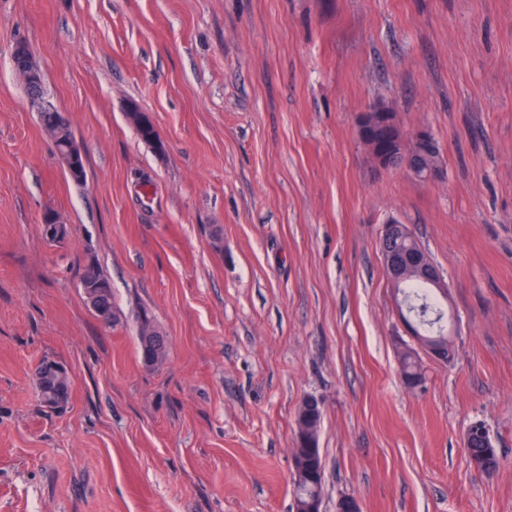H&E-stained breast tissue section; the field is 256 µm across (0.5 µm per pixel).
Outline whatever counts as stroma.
<instances>
[{"label": "stroma", "mask_w": 512, "mask_h": 512, "mask_svg": "<svg viewBox=\"0 0 512 512\" xmlns=\"http://www.w3.org/2000/svg\"><path fill=\"white\" fill-rule=\"evenodd\" d=\"M20 41L84 182L13 69ZM374 107L432 135L441 179L374 165ZM393 221L457 329L414 388L379 250ZM91 265L108 325L80 286ZM145 314L168 343L153 366ZM46 357L73 378L60 411L37 395ZM309 396L323 512L343 494L512 512V0H0V512H294ZM476 422L491 473L464 448ZM82 278L86 281L90 280L91 284H98L102 287L97 289L102 291L103 293V295L100 298V303L102 304V306L108 312L112 319V317L114 316V312L112 304V286L110 281L93 267L87 268L84 271ZM322 419V410H313L310 406L302 403L296 413V424H305L314 428L313 433L300 430L299 438L296 440L297 451L302 455L304 460L314 465L315 470L320 468L321 450L319 448V435L316 428L320 427ZM480 429L482 430V432L479 434H475L474 437L472 438V440H471L470 432H467L466 437H465V447L467 448L470 445V448H467L468 454H470L471 452L483 453V452L489 450L491 452V457L493 459V465L496 468L497 463H498V458H497V451L494 446V443L489 435V432L482 424H480ZM470 440H471V443H470Z\"/></svg>", "instance_id": "35a3bbf8"}]
</instances>
